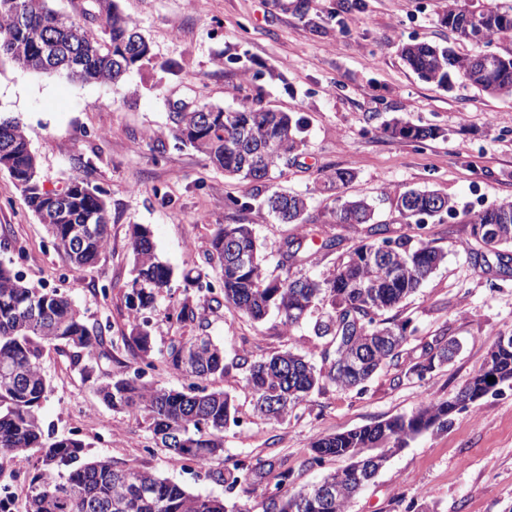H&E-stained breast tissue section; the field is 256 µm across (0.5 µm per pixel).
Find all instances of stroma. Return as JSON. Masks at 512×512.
<instances>
[{"label": "stroma", "instance_id": "stroma-1", "mask_svg": "<svg viewBox=\"0 0 512 512\" xmlns=\"http://www.w3.org/2000/svg\"><path fill=\"white\" fill-rule=\"evenodd\" d=\"M135 19L153 54L149 65L118 85L71 83L26 73L0 62V113L22 119L45 189L60 190L75 177L105 193L111 214L110 244L99 261L72 270L50 235L27 208L20 188L0 171V264L68 294L87 321L107 336L129 332L125 294L132 280V225L152 230L157 255L174 271L150 316L155 367L149 380L182 389L187 378L161 354L180 336L169 313L185 300L198 302L202 334L224 347V376L210 389L230 394L243 421L224 433L225 461L275 457L294 472L296 486L342 468L339 460L307 466L309 445L321 435L412 414L424 397L451 399L484 364L493 340L512 334V268L493 273L476 264V243L461 219H433L422 236L441 248L445 262L399 316L412 320L411 357L434 336L456 340L457 352L425 378L388 367L364 393L333 387L311 394L288 418L255 410L235 362L242 351L262 359L279 351L310 353L304 330L287 332L277 315L260 323L227 304L200 301L187 285L188 270H208V240L219 224L252 225L268 267L284 238L342 237L336 251L318 254L304 272H328L366 240L365 226L335 223L324 174L356 170L351 194L380 200L379 220L391 236L414 230L390 206L400 190L429 188L479 210L512 196V98L453 79L446 87L425 81L405 64L400 48L417 40L447 44L441 18L446 0H118ZM209 103L227 110L241 104L304 117L307 148L283 167L278 188L309 199L306 221L279 223L266 209L239 210L231 197L253 196L256 183L224 174L205 155L170 134V114ZM395 117L438 129L415 143L386 133ZM496 276L489 289L487 276ZM42 370L51 391L43 403L44 428L55 436L79 431L91 455L124 468L147 469L192 492L226 497L223 483L182 468L156 447L145 423L108 409L91 382L82 380L68 354L46 350ZM38 454L0 456V486L13 484L12 512H24L27 484ZM512 512V383L499 384L443 431H428L397 451L354 499L349 512Z\"/></svg>", "mask_w": 512, "mask_h": 512}]
</instances>
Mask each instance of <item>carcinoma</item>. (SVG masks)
Masks as SVG:
<instances>
[{
	"instance_id": "1",
	"label": "carcinoma",
	"mask_w": 512,
	"mask_h": 512,
	"mask_svg": "<svg viewBox=\"0 0 512 512\" xmlns=\"http://www.w3.org/2000/svg\"><path fill=\"white\" fill-rule=\"evenodd\" d=\"M49 2L0 0V60L23 72L45 73L49 70L41 64L40 45L45 36L54 35L64 50L78 52L82 66L72 73L62 62L49 72L72 81L117 85L131 70L151 62V49L138 23L119 10L116 0H83L77 14L57 11ZM442 23L463 44L512 40V0H490L478 10L460 9L456 0H448ZM136 42L145 49L126 57ZM401 55L428 83L446 86L457 74L489 94L512 97V53L465 55L451 45L413 42L402 47ZM202 107L209 113L201 128L199 113H171V135L230 175L265 184L306 146L301 117L249 104L232 112L208 103ZM391 132L413 142L438 135L432 127L399 119ZM260 143H269L274 150L258 157L251 168L241 166L240 156ZM2 151L11 161L10 177L31 184L24 201L47 227L56 250L76 269L97 263L109 245L110 214L103 192L80 177L60 192L44 190L25 128L16 117L0 115ZM355 178L354 170L336 168L324 175V189L336 195V223L366 224L371 240L353 248L327 274L299 276L293 269L312 261L319 251L335 250L342 243L338 237L325 239L316 250L300 238L284 239L277 249L276 267L281 274L270 277L266 255L251 225L218 224L207 249L211 273L184 276L199 292L211 294L219 288L225 303L256 323L275 312L286 330L304 326L309 335L324 341L318 365L289 350L258 361L246 351L238 357L237 368L245 371L256 410L262 411L260 404L268 400L277 404L273 420L288 416L315 390L335 386L361 394L378 370L399 366L410 320L398 322L386 313L417 292L445 259L440 248L424 239L413 245L408 236H389L388 226L376 221L373 204L347 195ZM263 204L283 223H305L308 203L299 194L270 190ZM392 204L418 230L425 229L431 219L460 216L472 226L479 246L476 258L495 250L499 265L506 267L512 261V198L477 211H460L434 190L408 188L396 194ZM486 225L498 229L497 237L488 239L478 232ZM131 248L133 279L126 305L132 324L121 343L134 360L151 366L154 349L145 312L156 310L173 271L159 259L149 228L133 225ZM241 254L252 256L253 261L241 265L237 261ZM196 321L193 303L184 301L176 322L187 328ZM104 343L102 328L89 325L66 295L0 265V454L41 450L28 484L25 512H251L237 501L190 492L151 471L116 468L112 461L84 451L87 444L75 432L57 438L45 433L40 410L49 392L41 369L46 348H70L72 363L89 379L106 355ZM455 350V343L434 336L421 345L418 361L410 364L408 372L422 378L448 361ZM162 357L190 380L187 388L159 387L135 368L108 374L97 392L107 408L148 423L156 445L172 458L209 465L224 454V430L240 423L230 395L206 386L211 378L224 375V347L208 336H182ZM490 376L495 380L487 381ZM508 381H512V336L493 342L484 368L471 376L456 399L427 400L409 416L315 438L309 446L310 466H320L329 458L350 463L310 487L294 488L292 470L274 457L239 459L210 476L231 492L239 486L247 490L265 484L264 512H348L353 498L397 449L424 431L446 428L455 411Z\"/></svg>"
}]
</instances>
